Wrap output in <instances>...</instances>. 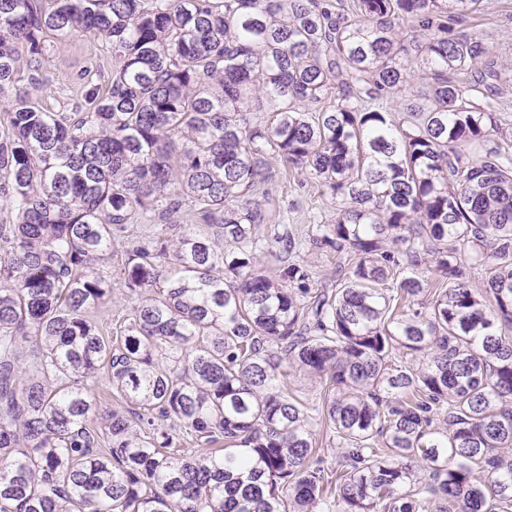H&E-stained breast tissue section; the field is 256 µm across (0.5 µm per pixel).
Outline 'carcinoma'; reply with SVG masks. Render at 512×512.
Instances as JSON below:
<instances>
[{
	"label": "carcinoma",
	"mask_w": 512,
	"mask_h": 512,
	"mask_svg": "<svg viewBox=\"0 0 512 512\" xmlns=\"http://www.w3.org/2000/svg\"><path fill=\"white\" fill-rule=\"evenodd\" d=\"M481 2L0 0V512H512V136L484 146L512 79L457 28ZM76 33L112 72L56 112ZM272 159L336 206L332 288L260 269L296 249L258 232ZM96 45L97 41L82 34L54 44L45 83L37 92L46 106L55 111H68L81 100L89 87L83 82ZM122 248L118 249V257L114 256V260H112V325L108 324L106 329L107 331L112 333V339L115 336H120L119 329V320L122 319L123 315L126 313L127 309L132 304V300L129 298L126 289L121 287L118 283L117 273L119 274V268H121V255ZM108 327H111L109 329Z\"/></svg>",
	"instance_id": "carcinoma-1"
}]
</instances>
